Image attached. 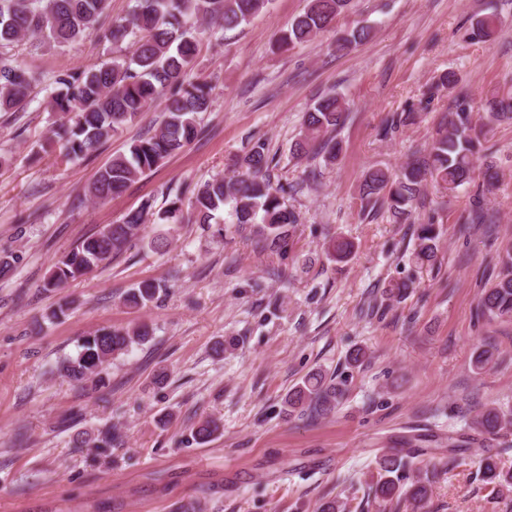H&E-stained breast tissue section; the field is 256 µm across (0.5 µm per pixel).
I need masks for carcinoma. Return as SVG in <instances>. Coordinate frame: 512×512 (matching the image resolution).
Listing matches in <instances>:
<instances>
[{"label":"carcinoma","mask_w":512,"mask_h":512,"mask_svg":"<svg viewBox=\"0 0 512 512\" xmlns=\"http://www.w3.org/2000/svg\"><path fill=\"white\" fill-rule=\"evenodd\" d=\"M269 2L137 0L130 14L111 20L107 28V36L115 44L134 39L131 56H116L99 68L71 70L52 77L53 91L45 108L69 116V122L52 131L53 141L69 160L94 153L153 104L163 105L167 115L154 134L133 141L126 152L113 157L99 172L88 189L90 199L105 201L121 194L136 178L158 168L201 134L199 117L211 107L210 88L187 79L199 47L197 34L188 21L217 23L233 29L260 13ZM350 3L351 0H307L303 13L279 34L277 42L294 47L315 40L334 27ZM107 7L108 0H0V112H17L27 106L32 101L34 84L39 81L21 62L6 58L4 49L30 38H40L55 46L73 42L104 25ZM497 28L495 16L477 18L472 23V37L489 40ZM372 31L370 25L355 27L350 37L336 42V50L344 51L367 40ZM348 108L349 103L338 95L318 100L302 117L292 153L303 155L315 150L323 153L327 162H335L341 142L332 132L342 124ZM505 120H512V91L494 94L484 115L477 120L471 99L462 94L456 96L444 130L424 150L414 152L395 173L374 167L364 172L359 185L361 198L368 203L382 200L398 224L410 218L414 202L429 184L453 194L480 177L486 187H492L496 179L493 165H480L483 142L493 127ZM272 162L263 143L233 156L228 174L206 182L190 199L193 222L209 227L216 213L229 205L233 221L218 226L219 234L239 233L252 224H260L262 231L255 248L270 255L285 254L300 217L286 205L284 187L273 182ZM151 210L147 201L120 222L106 224L82 239L54 260L42 288H61L122 253L145 229ZM415 234L417 244L412 261L421 268L433 265L440 235L438 225L432 220L419 224ZM353 250L352 241L336 236L329 240L326 254L328 259L342 263ZM159 289L158 284L143 281L125 294L124 303L133 308L145 306L155 299ZM477 316L512 319L511 248L495 283L481 297ZM150 336L146 324L100 328L78 340L77 354L65 359L58 372L77 385L90 382L102 387L112 357L148 342ZM496 356L497 349L492 345L478 349L471 360L473 370L483 371ZM342 396L343 390L332 380L312 373L288 392L286 404L288 412L297 411L316 420L334 409ZM511 425V407L490 405L473 418L469 429L480 436L493 437ZM219 433L220 424L213 418L200 420L192 429V437L198 443H206ZM116 441L112 428L102 427L78 433L71 444L88 449L95 460H105ZM413 454L411 448H399L382 456L381 473L374 485L375 499L387 503L404 498L417 505L427 500L433 475L421 468H410L409 458ZM480 474L488 485L512 488V471L500 468L492 456L480 460Z\"/></svg>","instance_id":"obj_1"}]
</instances>
